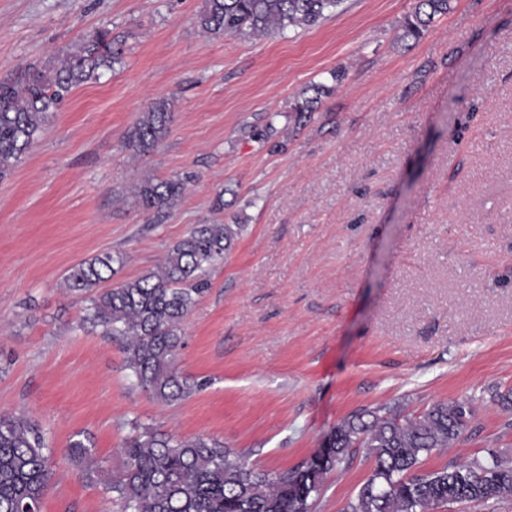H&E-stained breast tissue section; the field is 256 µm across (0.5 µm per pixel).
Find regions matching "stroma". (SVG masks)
Here are the masks:
<instances>
[{
    "label": "stroma",
    "instance_id": "obj_1",
    "mask_svg": "<svg viewBox=\"0 0 512 512\" xmlns=\"http://www.w3.org/2000/svg\"><path fill=\"white\" fill-rule=\"evenodd\" d=\"M415 0H345L275 37L205 35V0H0V78L106 28L121 62L75 88L0 179V414L52 446L42 512H120L110 483L137 429L210 436L256 468L293 467L351 413L418 415L470 401L474 420L425 470L512 460V0H452L415 42ZM344 79L310 121L286 113ZM166 100L150 153L129 132ZM273 116L268 141L248 128ZM190 175L166 216L145 178ZM242 223L187 317L177 365L202 382L166 404L142 391L122 341L82 326L68 270L122 256L113 284L152 269L191 225ZM90 439L97 467L69 446ZM373 462L327 474L311 512H343Z\"/></svg>",
    "mask_w": 512,
    "mask_h": 512
}]
</instances>
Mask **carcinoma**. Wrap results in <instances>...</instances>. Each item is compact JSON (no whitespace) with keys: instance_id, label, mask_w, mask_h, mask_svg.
Here are the masks:
<instances>
[{"instance_id":"cac0c4a2","label":"carcinoma","mask_w":512,"mask_h":512,"mask_svg":"<svg viewBox=\"0 0 512 512\" xmlns=\"http://www.w3.org/2000/svg\"><path fill=\"white\" fill-rule=\"evenodd\" d=\"M344 0H206L197 24L206 34L247 37L281 35L334 14ZM451 0H416L399 38L419 39ZM122 48L100 30L66 54L50 73L0 79V177L7 176L42 135L49 118L78 84L99 78ZM334 87L309 85L290 103L298 124L311 117ZM173 112L159 101L141 113L130 133L136 150H153L168 131ZM191 176L148 178L136 198L145 211L162 215L183 196ZM242 224H194L153 269L105 288L122 257L107 252L75 266L68 290L84 296V322L125 340L126 367L153 398L179 403L199 383L183 375L176 360L184 345L181 325L209 286V273L224 263L242 235ZM472 415L467 401L435 403L407 417L385 407L356 412L330 433L327 445L308 460L282 471L252 466L224 442L180 437L150 428L124 442L125 471L108 487L121 512H310L332 471L349 467L365 448L373 471L343 512H431L463 502L512 499V466L493 457L484 464L452 461L421 470L422 458L451 447ZM44 431L23 415L0 414V512H42L51 478Z\"/></svg>"}]
</instances>
